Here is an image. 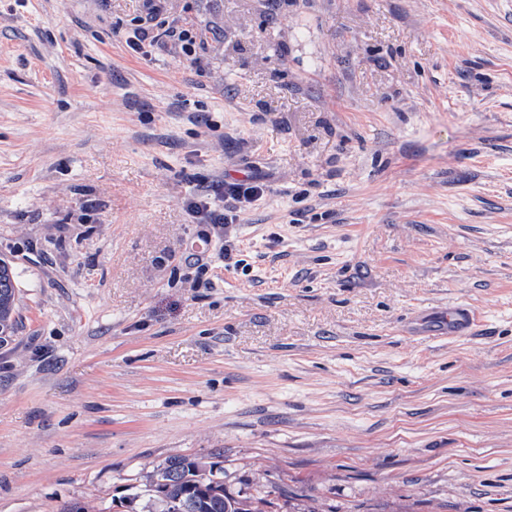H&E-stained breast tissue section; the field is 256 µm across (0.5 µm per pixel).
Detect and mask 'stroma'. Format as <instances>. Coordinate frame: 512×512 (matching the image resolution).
<instances>
[{
  "label": "stroma",
  "mask_w": 512,
  "mask_h": 512,
  "mask_svg": "<svg viewBox=\"0 0 512 512\" xmlns=\"http://www.w3.org/2000/svg\"><path fill=\"white\" fill-rule=\"evenodd\" d=\"M0 0V512L173 457L279 512H512V0ZM253 174L234 263L184 200ZM474 318L452 334L448 320ZM168 0H143L148 9L145 21H138V26L133 30L132 36L127 39V46L136 53L148 54L143 51L146 45L156 48H172L176 53L187 59L196 61L197 48L201 42H197L198 34L193 28L176 21L167 14L165 3ZM166 15V16H165ZM146 20L148 21L146 25ZM18 279L9 261L0 258V345L11 339L19 326Z\"/></svg>",
  "instance_id": "stroma-1"
}]
</instances>
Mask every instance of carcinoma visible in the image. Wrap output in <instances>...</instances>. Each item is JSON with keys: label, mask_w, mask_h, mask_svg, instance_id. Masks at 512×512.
Instances as JSON below:
<instances>
[{"label": "carcinoma", "mask_w": 512, "mask_h": 512, "mask_svg": "<svg viewBox=\"0 0 512 512\" xmlns=\"http://www.w3.org/2000/svg\"><path fill=\"white\" fill-rule=\"evenodd\" d=\"M18 279L10 262L0 258V345L19 326ZM272 485L255 494L232 491L224 483V467L210 456L177 457L143 477L120 502L124 512H274Z\"/></svg>", "instance_id": "carcinoma-1"}]
</instances>
